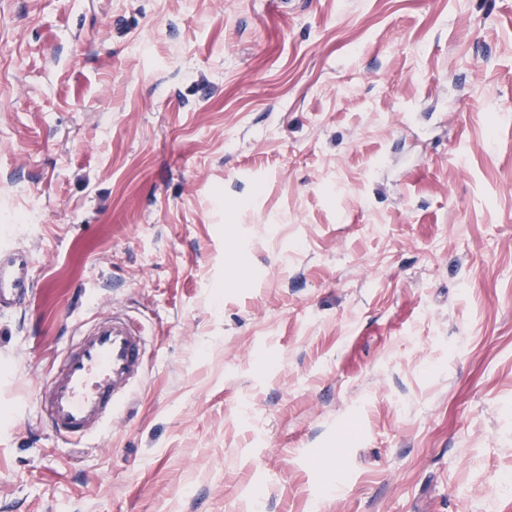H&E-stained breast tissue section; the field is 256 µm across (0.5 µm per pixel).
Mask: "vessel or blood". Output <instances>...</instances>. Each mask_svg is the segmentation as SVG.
<instances>
[{
	"label": "vessel or blood",
	"instance_id": "obj_1",
	"mask_svg": "<svg viewBox=\"0 0 512 512\" xmlns=\"http://www.w3.org/2000/svg\"><path fill=\"white\" fill-rule=\"evenodd\" d=\"M35 288L29 253L0 241V312L13 310ZM144 339L139 328L109 315L80 331L77 346L53 371L40 399L51 431L78 444L100 435L122 411L143 369Z\"/></svg>",
	"mask_w": 512,
	"mask_h": 512
}]
</instances>
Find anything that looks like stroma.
Returning <instances> with one entry per match:
<instances>
[{
    "label": "stroma",
    "mask_w": 512,
    "mask_h": 512,
    "mask_svg": "<svg viewBox=\"0 0 512 512\" xmlns=\"http://www.w3.org/2000/svg\"><path fill=\"white\" fill-rule=\"evenodd\" d=\"M508 113L512 0H0V512H512ZM33 263L15 243L0 241V312L11 311L34 292ZM143 357L142 331L120 316L108 314L81 330L40 399L41 415L56 437L80 444L103 433L127 405Z\"/></svg>",
    "instance_id": "obj_1"
}]
</instances>
